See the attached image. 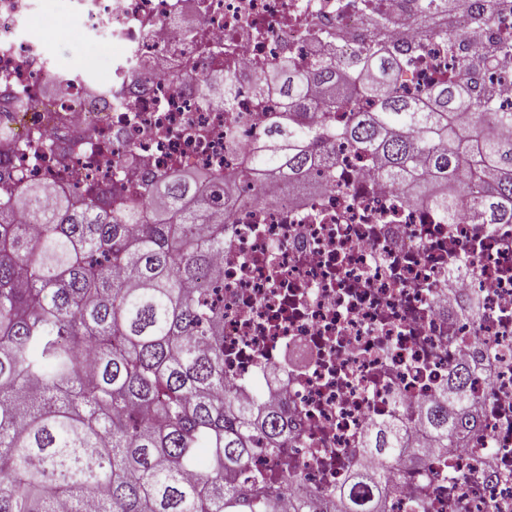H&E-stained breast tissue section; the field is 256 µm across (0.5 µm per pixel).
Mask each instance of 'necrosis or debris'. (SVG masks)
I'll use <instances>...</instances> for the list:
<instances>
[{
    "mask_svg": "<svg viewBox=\"0 0 512 512\" xmlns=\"http://www.w3.org/2000/svg\"><path fill=\"white\" fill-rule=\"evenodd\" d=\"M79 38L111 44L112 67H59L34 19L46 0H0V200L48 182L83 201L106 191L146 198L177 171L227 179L237 198L260 197L224 227V377L263 396L288 423V446L261 451L251 470L293 478L299 494L348 488L375 467L369 429L396 421L424 466L400 461L387 512H512V224L443 223L374 178L368 159L340 154L317 170L314 201L279 186L243 184L275 97L257 101L261 70L315 60L312 33L356 32L367 0H69ZM512 17L491 19L459 48L433 42L398 85L422 91L477 58ZM234 77L231 105L209 98L208 78ZM235 125L237 147L222 134ZM479 298L478 315L467 314ZM470 374L468 426L439 452L419 424L448 386Z\"/></svg>",
    "mask_w": 512,
    "mask_h": 512,
    "instance_id": "4bbe7bcc",
    "label": "necrosis or debris"
}]
</instances>
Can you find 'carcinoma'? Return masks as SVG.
I'll return each instance as SVG.
<instances>
[{
  "mask_svg": "<svg viewBox=\"0 0 512 512\" xmlns=\"http://www.w3.org/2000/svg\"><path fill=\"white\" fill-rule=\"evenodd\" d=\"M419 38L463 37L512 15V0H466L454 29L435 24L448 0H411ZM370 29L342 65L320 57L301 68L283 61L255 79L258 101L276 91L281 108L239 171L246 182H309L344 145L371 159L376 177L450 224L463 211L481 224H512V107L479 80L512 56V33L420 97L396 88L413 48L391 43L395 15L370 11ZM368 109L344 121L305 122L317 91L327 112L331 90ZM498 129L493 135L482 127ZM224 186L161 177L148 194L153 221L117 223L94 200L76 204L46 183L0 202V512H277L288 479L248 472L259 448H283L288 427L260 396L225 393L224 308L204 297L217 285L224 248L220 215L207 213ZM421 423L446 448L471 407L465 373ZM366 452L377 468L356 469L367 501L339 488L330 498L298 496L293 512H385L391 467L419 463L397 423L371 431Z\"/></svg>",
  "mask_w": 512,
  "mask_h": 512,
  "instance_id": "cac0c4a2",
  "label": "carcinoma"
}]
</instances>
